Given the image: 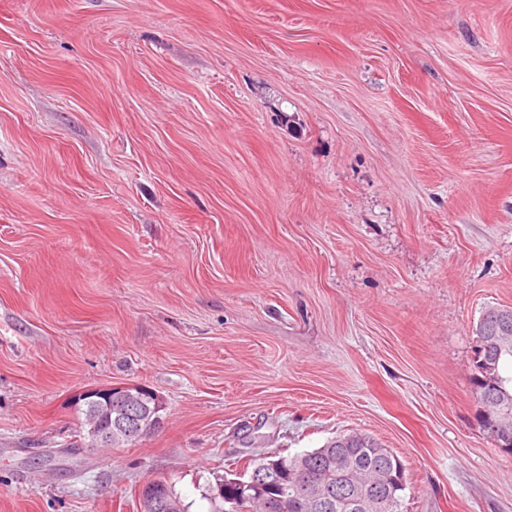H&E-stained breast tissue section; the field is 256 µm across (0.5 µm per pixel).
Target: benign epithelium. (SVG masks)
<instances>
[{
	"instance_id": "7a95c632",
	"label": "benign epithelium",
	"mask_w": 512,
	"mask_h": 512,
	"mask_svg": "<svg viewBox=\"0 0 512 512\" xmlns=\"http://www.w3.org/2000/svg\"><path fill=\"white\" fill-rule=\"evenodd\" d=\"M75 404L84 405L98 415L101 427L93 438L95 447H114L134 443L154 432L162 424L159 412L163 402L156 392H143L141 385H112L91 388L74 396ZM278 472L264 463L252 472L251 482L241 486L247 496L260 486L275 482ZM139 512H179L178 499L163 495L147 482L139 489Z\"/></svg>"
}]
</instances>
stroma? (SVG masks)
<instances>
[{"mask_svg":"<svg viewBox=\"0 0 512 512\" xmlns=\"http://www.w3.org/2000/svg\"><path fill=\"white\" fill-rule=\"evenodd\" d=\"M512 307V0H0V512H191L349 432L402 512H512L475 325ZM162 426L70 454L69 402ZM143 385H112L103 388H91L74 396V412L80 420V428L85 432L80 440L81 447H89L92 437L89 435L90 410L98 415L101 427L98 431L92 428L95 436V447L112 448V446L134 443L154 432L162 424V418L157 415L163 410L160 396L151 390L150 394L143 392ZM114 396H120L122 402L116 406ZM88 405V408L85 407ZM113 423V428H112ZM87 427V428H86ZM154 483L161 486L163 490H167L172 495L178 497L185 507L186 511L190 512L189 503H185L180 495L175 491L172 484L164 480H154ZM172 495H163L158 492V489L150 482L143 484L139 489V511L140 512H174L181 511V506L178 499Z\"/></svg>","mask_w":512,"mask_h":512,"instance_id":"35a3bbf8","label":"stroma"}]
</instances>
